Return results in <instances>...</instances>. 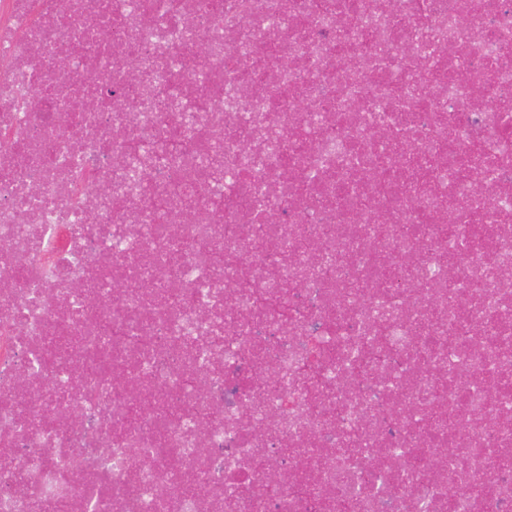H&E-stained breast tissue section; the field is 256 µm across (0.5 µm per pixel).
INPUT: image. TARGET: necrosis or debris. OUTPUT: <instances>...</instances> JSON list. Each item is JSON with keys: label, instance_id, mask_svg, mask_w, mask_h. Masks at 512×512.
<instances>
[{"label": "necrosis or debris", "instance_id": "obj_1", "mask_svg": "<svg viewBox=\"0 0 512 512\" xmlns=\"http://www.w3.org/2000/svg\"><path fill=\"white\" fill-rule=\"evenodd\" d=\"M68 3L0 0V512H512V0Z\"/></svg>", "mask_w": 512, "mask_h": 512}]
</instances>
